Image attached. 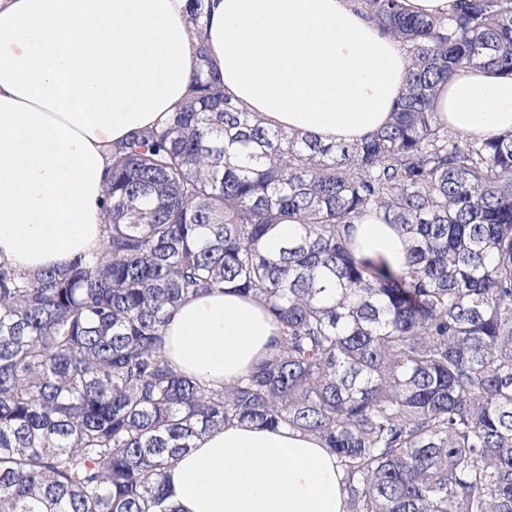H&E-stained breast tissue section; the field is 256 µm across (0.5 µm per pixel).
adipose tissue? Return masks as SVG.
Wrapping results in <instances>:
<instances>
[{
	"label": "adipose tissue",
	"mask_w": 512,
	"mask_h": 512,
	"mask_svg": "<svg viewBox=\"0 0 512 512\" xmlns=\"http://www.w3.org/2000/svg\"><path fill=\"white\" fill-rule=\"evenodd\" d=\"M187 0H0V263L24 273L103 249L110 149L185 98L196 68ZM205 48L224 93L269 127L325 144L382 129L411 61L354 0H211ZM433 106L451 132L512 131V75L463 68ZM359 259L406 266L392 226H357ZM277 326L251 299L188 297L164 352L208 386L233 383ZM177 512H344L342 471L311 436L233 423L166 470Z\"/></svg>",
	"instance_id": "ef3b65f1"
}]
</instances>
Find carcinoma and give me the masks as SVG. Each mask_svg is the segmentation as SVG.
I'll list each match as a JSON object with an SVG mask.
<instances>
[{"label": "carcinoma", "instance_id": "1", "mask_svg": "<svg viewBox=\"0 0 512 512\" xmlns=\"http://www.w3.org/2000/svg\"><path fill=\"white\" fill-rule=\"evenodd\" d=\"M356 2L412 59L380 131L266 128L200 44L185 101L112 147L103 252L0 264V512H174L171 461L234 421L317 436L345 512H512V132L453 134L432 106L461 68L512 75V0L448 21ZM207 4L189 0L197 28ZM367 216L399 230L406 269L355 256ZM217 289L262 302L278 335L212 389L164 336Z\"/></svg>", "mask_w": 512, "mask_h": 512}]
</instances>
